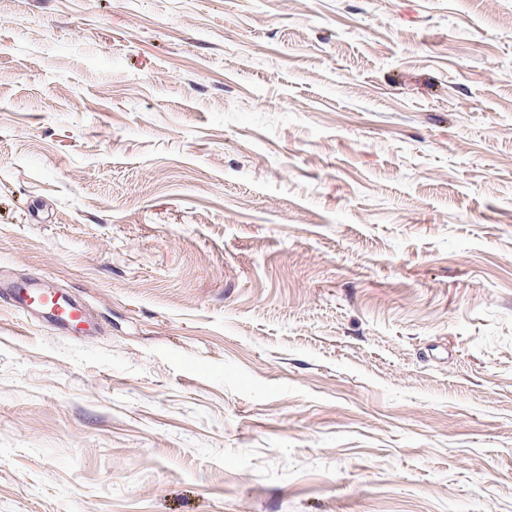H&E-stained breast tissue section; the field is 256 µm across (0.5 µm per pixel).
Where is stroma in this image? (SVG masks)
<instances>
[{
  "label": "stroma",
  "instance_id": "obj_1",
  "mask_svg": "<svg viewBox=\"0 0 512 512\" xmlns=\"http://www.w3.org/2000/svg\"><path fill=\"white\" fill-rule=\"evenodd\" d=\"M0 512H512V0H0ZM0 295L10 298L18 308L53 326L86 317V310L58 291H45L25 284L1 283Z\"/></svg>",
  "mask_w": 512,
  "mask_h": 512
}]
</instances>
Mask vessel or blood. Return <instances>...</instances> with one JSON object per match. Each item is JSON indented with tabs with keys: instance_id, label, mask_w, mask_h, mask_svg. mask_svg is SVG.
Returning a JSON list of instances; mask_svg holds the SVG:
<instances>
[{
	"instance_id": "b4317fda",
	"label": "vessel or blood",
	"mask_w": 512,
	"mask_h": 512,
	"mask_svg": "<svg viewBox=\"0 0 512 512\" xmlns=\"http://www.w3.org/2000/svg\"><path fill=\"white\" fill-rule=\"evenodd\" d=\"M0 295L10 298L18 308L40 316L43 322L53 326H62L86 316L82 305L57 291L5 283L0 285Z\"/></svg>"
}]
</instances>
